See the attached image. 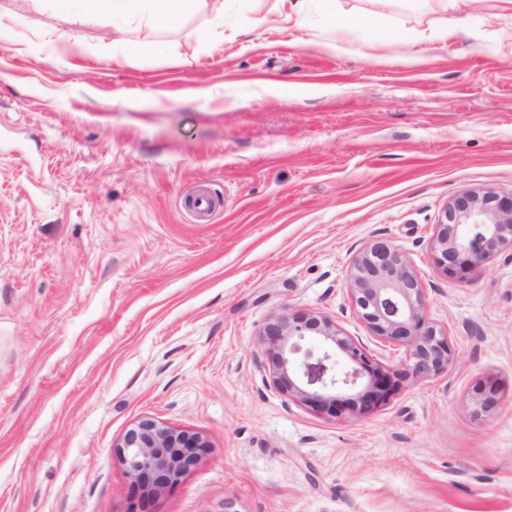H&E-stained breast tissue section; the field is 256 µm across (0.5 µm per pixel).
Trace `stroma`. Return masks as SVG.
<instances>
[{
	"mask_svg": "<svg viewBox=\"0 0 512 512\" xmlns=\"http://www.w3.org/2000/svg\"><path fill=\"white\" fill-rule=\"evenodd\" d=\"M223 2L155 28L152 0H0V512H512V249L465 281L432 258L452 196L512 192V18L468 0L444 39L439 0H397L340 41L328 13L373 0H307L301 30ZM55 30L77 47L39 53ZM376 238L412 262L447 373L409 375L353 306ZM298 309L404 372L386 405L273 387L259 334ZM145 418L207 444L147 496L115 454Z\"/></svg>",
	"mask_w": 512,
	"mask_h": 512,
	"instance_id": "35a3bbf8",
	"label": "stroma"
}]
</instances>
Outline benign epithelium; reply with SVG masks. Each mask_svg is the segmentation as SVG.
<instances>
[{
	"label": "benign epithelium",
	"instance_id": "benign-epithelium-1",
	"mask_svg": "<svg viewBox=\"0 0 512 512\" xmlns=\"http://www.w3.org/2000/svg\"><path fill=\"white\" fill-rule=\"evenodd\" d=\"M507 247L512 248V193L464 189L445 205L435 227L433 258L449 276L464 280ZM349 294L374 337L407 349L413 375L448 372L454 359L448 336L428 320L414 266L390 241L374 239L354 256ZM259 344L275 389L320 413L366 415L401 388L400 372L384 367L317 312L274 316ZM496 403L495 387H481L475 412H489ZM206 447L195 433L143 419L125 433L117 455L130 478L156 494L179 485Z\"/></svg>",
	"mask_w": 512,
	"mask_h": 512
}]
</instances>
